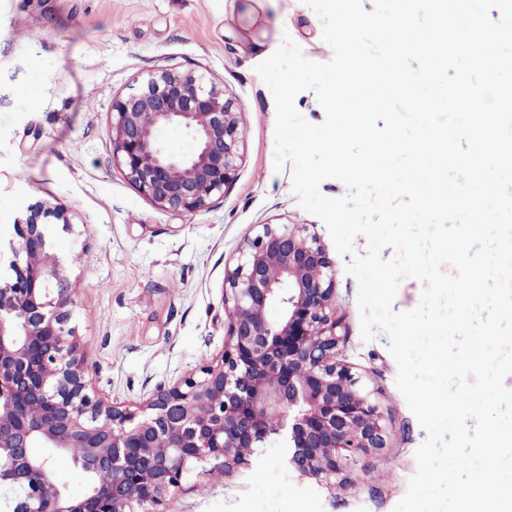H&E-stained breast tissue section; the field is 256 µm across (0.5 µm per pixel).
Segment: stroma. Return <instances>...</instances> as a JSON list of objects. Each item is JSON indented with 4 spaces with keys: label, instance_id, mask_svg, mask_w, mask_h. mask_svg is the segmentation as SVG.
Wrapping results in <instances>:
<instances>
[{
    "label": "stroma",
    "instance_id": "obj_1",
    "mask_svg": "<svg viewBox=\"0 0 512 512\" xmlns=\"http://www.w3.org/2000/svg\"><path fill=\"white\" fill-rule=\"evenodd\" d=\"M304 0H0V283L10 281L14 225L36 202L63 206L51 243L76 282L71 324L99 393L135 402L224 348V276L258 224H303L291 170L274 169L275 102L255 71L284 36L325 63L333 51ZM203 73L233 99L244 133L236 180L195 213L146 199L113 161L112 102L149 72ZM335 256L341 358L384 413L387 448L346 486L299 478L279 440L249 467L195 468L166 512H393L416 471L425 431L396 386L388 337L363 341L357 282Z\"/></svg>",
    "mask_w": 512,
    "mask_h": 512
}]
</instances>
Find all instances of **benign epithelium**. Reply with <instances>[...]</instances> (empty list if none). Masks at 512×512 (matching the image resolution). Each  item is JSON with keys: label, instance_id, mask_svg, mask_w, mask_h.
I'll use <instances>...</instances> for the list:
<instances>
[{"label": "benign epithelium", "instance_id": "benign-epithelium-1", "mask_svg": "<svg viewBox=\"0 0 512 512\" xmlns=\"http://www.w3.org/2000/svg\"><path fill=\"white\" fill-rule=\"evenodd\" d=\"M168 127L193 142H162ZM113 159L160 208H204L237 177L243 131L224 89L192 70L160 69L112 103ZM14 224L19 260L0 286V488L12 512H165L201 463L250 465L269 439L289 448L299 476L332 490L364 456L387 447L384 415L337 360L334 261L298 225L263 224L225 272L228 325L220 357L132 405L95 395L70 326L76 283L50 244L64 209L36 202ZM73 460L90 480L73 495L50 460Z\"/></svg>", "mask_w": 512, "mask_h": 512}]
</instances>
